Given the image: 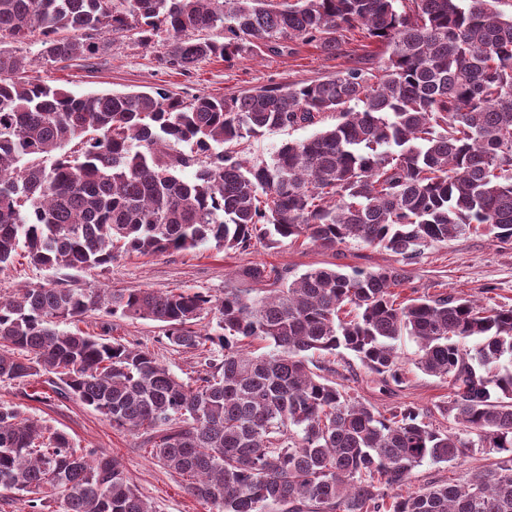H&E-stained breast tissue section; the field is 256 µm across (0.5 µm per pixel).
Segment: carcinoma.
<instances>
[{
    "label": "carcinoma",
    "instance_id": "1",
    "mask_svg": "<svg viewBox=\"0 0 512 512\" xmlns=\"http://www.w3.org/2000/svg\"><path fill=\"white\" fill-rule=\"evenodd\" d=\"M0 0V45L45 37L42 60L106 50L135 29L168 35L188 70L288 42L338 54L361 29L389 48L309 82L237 96L165 88L75 96L0 48V271L17 258L94 270L125 253L246 251L300 239L399 256L378 270L317 267L288 280L263 263L215 298L36 284L0 296V382L47 377L186 480L208 512H512V307L440 294L397 300L401 264L480 229L512 238V14L499 0ZM224 29V41L194 32ZM336 124L252 163L228 145L273 128ZM76 149L67 152L66 147ZM184 144L187 151L171 150ZM194 169L186 180L179 173ZM103 312L164 325L203 362L184 380L147 349L58 329ZM212 315L216 330L198 327ZM448 381L459 426L411 406L381 412L336 382L347 351L402 383L398 342ZM261 341L270 350H250ZM478 442L497 468L403 491L427 462ZM24 512H154L122 461L0 404V502Z\"/></svg>",
    "mask_w": 512,
    "mask_h": 512
}]
</instances>
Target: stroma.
Returning <instances> with one entry per match:
<instances>
[{"label": "stroma", "mask_w": 512, "mask_h": 512, "mask_svg": "<svg viewBox=\"0 0 512 512\" xmlns=\"http://www.w3.org/2000/svg\"><path fill=\"white\" fill-rule=\"evenodd\" d=\"M42 35L13 44L17 57L31 61V76L74 94L149 91L159 87L182 98L196 94L230 97L270 84H293L335 74L345 66L344 59L331 58L311 45L296 44L273 54L260 52L227 63L218 57L202 60L187 71H175L161 60L164 35L153 37L151 45L140 44L135 36L110 37L106 54L65 64H43ZM312 128L267 130L242 144L243 157L261 162L270 160L282 143L302 140ZM389 251L352 242L334 249L311 243L283 241L275 245L255 244L248 251L224 250L206 244L193 251H174L143 256L122 255L107 268L95 271L46 269L17 263L0 272V293L54 281L70 288L90 285L124 288L130 291H206L222 296L224 284L234 273L255 263L272 264L296 277L315 267L375 270L395 264ZM407 278L400 287L405 297L445 292L463 296L485 306H512V239L501 241L480 232H471L445 242L426 246L406 267ZM64 330L111 336L139 345L154 353L157 360L180 378L195 377L200 361L190 352L172 350L162 323L128 320L95 313L76 323H64ZM417 350L410 337L399 342L405 368L400 384H383L365 370L353 355L336 364V379L351 395L378 410L410 405L423 412L428 421L444 430L454 427L452 417L442 416L439 408L450 401L447 381L424 374L412 363ZM41 383L21 388L0 383V403L18 406L21 411L50 428L68 433L75 447L102 448L119 457L139 494L150 501L156 512H208L184 487L182 479L156 463L129 432L116 430L99 413L73 399L33 400L44 391ZM499 453L475 445L448 464L426 463L414 471L413 486L448 480L495 467Z\"/></svg>", "instance_id": "obj_1"}]
</instances>
